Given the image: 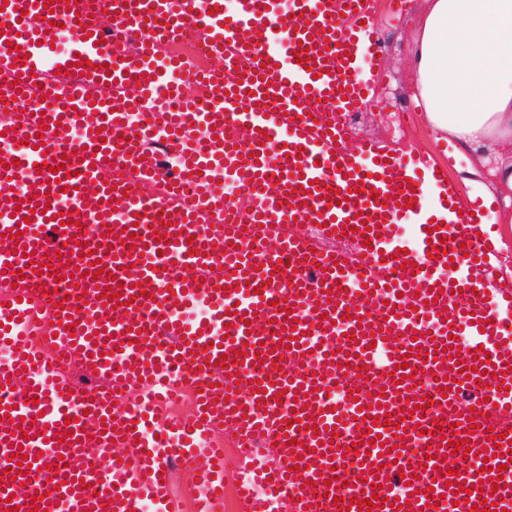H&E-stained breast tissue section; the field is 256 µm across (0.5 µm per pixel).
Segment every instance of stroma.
Here are the masks:
<instances>
[{
	"label": "stroma",
	"instance_id": "1",
	"mask_svg": "<svg viewBox=\"0 0 512 512\" xmlns=\"http://www.w3.org/2000/svg\"><path fill=\"white\" fill-rule=\"evenodd\" d=\"M424 3L411 0L405 13L396 14L390 0H372L373 23L383 39L385 59L371 71L373 93L348 128L342 144L345 151H352L359 138L369 136L396 155L425 151L438 161H447L448 143L436 140L408 94L409 48Z\"/></svg>",
	"mask_w": 512,
	"mask_h": 512
}]
</instances>
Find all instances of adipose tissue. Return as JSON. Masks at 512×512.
<instances>
[{
    "mask_svg": "<svg viewBox=\"0 0 512 512\" xmlns=\"http://www.w3.org/2000/svg\"><path fill=\"white\" fill-rule=\"evenodd\" d=\"M412 98L453 148L480 153L470 197L512 199V0H426L409 58Z\"/></svg>",
    "mask_w": 512,
    "mask_h": 512,
    "instance_id": "obj_1",
    "label": "adipose tissue"
}]
</instances>
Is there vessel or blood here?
<instances>
[{"instance_id":"1","label":"vessel or blood","mask_w":512,"mask_h":512,"mask_svg":"<svg viewBox=\"0 0 512 512\" xmlns=\"http://www.w3.org/2000/svg\"><path fill=\"white\" fill-rule=\"evenodd\" d=\"M44 6L0 0V94L16 81L53 102L0 123V500L18 512L33 496L43 512H181L179 463L193 512H220L231 469L241 512H340L338 496L350 512H447L459 485L473 492L456 512L492 490L512 512V486H492L512 453V328L496 316L512 309V282L493 273L497 241L470 215L443 221L450 194L440 215L424 211L425 188L448 181L431 156L371 139L340 148L367 101L356 55L377 53L369 4ZM54 20L72 33L61 54L49 51ZM188 36L210 66L174 53ZM188 86L198 96L169 111ZM158 128L175 170L150 147ZM59 157L63 170L49 171ZM227 181L247 208L225 201ZM410 218L418 243L406 247L394 227ZM296 222L330 239L352 231L354 254L312 248ZM42 261L62 281L34 272ZM115 279L120 306L102 296ZM74 367L96 387L78 388ZM341 375L350 394L336 401ZM186 390L191 413L162 418L160 403ZM460 440L470 449L456 458ZM25 456L36 467L11 480Z\"/></svg>"}]
</instances>
